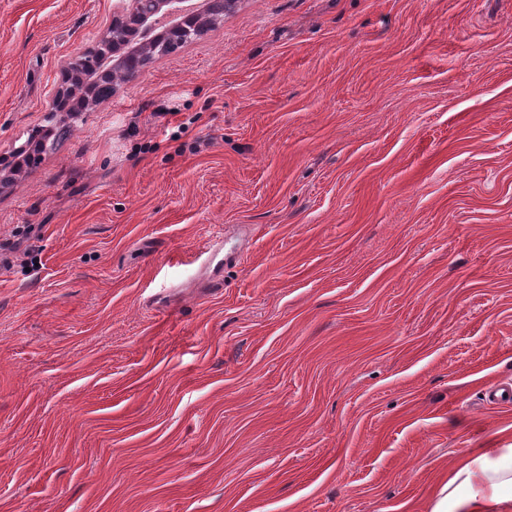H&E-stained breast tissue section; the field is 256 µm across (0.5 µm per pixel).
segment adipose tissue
Listing matches in <instances>:
<instances>
[{
	"label": "adipose tissue",
	"instance_id": "adipose-tissue-1",
	"mask_svg": "<svg viewBox=\"0 0 512 512\" xmlns=\"http://www.w3.org/2000/svg\"><path fill=\"white\" fill-rule=\"evenodd\" d=\"M428 512H512V447L469 455L440 484Z\"/></svg>",
	"mask_w": 512,
	"mask_h": 512
}]
</instances>
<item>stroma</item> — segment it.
<instances>
[{
	"label": "stroma",
	"instance_id": "1",
	"mask_svg": "<svg viewBox=\"0 0 512 512\" xmlns=\"http://www.w3.org/2000/svg\"><path fill=\"white\" fill-rule=\"evenodd\" d=\"M114 5L0 0V512H427L512 446V0H236L12 170Z\"/></svg>",
	"mask_w": 512,
	"mask_h": 512
}]
</instances>
